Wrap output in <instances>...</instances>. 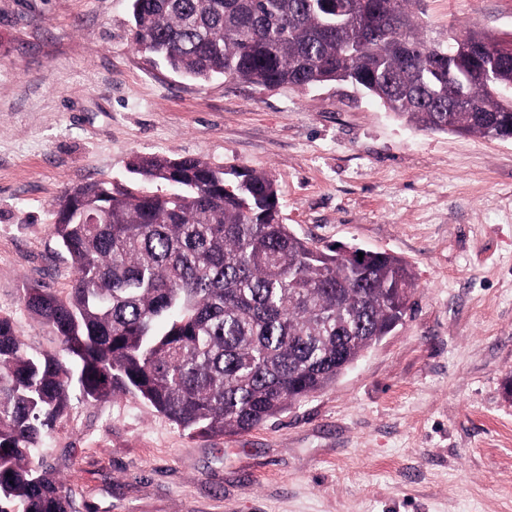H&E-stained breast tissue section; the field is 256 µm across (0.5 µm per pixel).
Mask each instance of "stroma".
<instances>
[{
  "instance_id": "stroma-1",
  "label": "stroma",
  "mask_w": 512,
  "mask_h": 512,
  "mask_svg": "<svg viewBox=\"0 0 512 512\" xmlns=\"http://www.w3.org/2000/svg\"><path fill=\"white\" fill-rule=\"evenodd\" d=\"M430 35L512 34V0H414ZM129 0H0V314L57 343L25 288L74 276L54 203L133 157L272 176L319 245L386 252L402 323L260 426L187 436L141 398L73 396L36 454L76 512H512V139L418 130L348 84L199 83L130 41Z\"/></svg>"
}]
</instances>
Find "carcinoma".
<instances>
[{
    "mask_svg": "<svg viewBox=\"0 0 512 512\" xmlns=\"http://www.w3.org/2000/svg\"><path fill=\"white\" fill-rule=\"evenodd\" d=\"M132 43L199 82L300 91L358 87L422 131L512 139V39L451 28L430 36L410 0H130ZM473 56L492 80L457 68ZM130 185L82 183V214L53 232L75 270L62 295L25 289L60 342L30 351L0 316V512H72L53 470L30 461L66 412L130 393L189 436L246 432L322 391L409 309V264L340 256L279 219L266 173L196 157L137 155Z\"/></svg>",
    "mask_w": 512,
    "mask_h": 512,
    "instance_id": "cac0c4a2",
    "label": "carcinoma"
}]
</instances>
